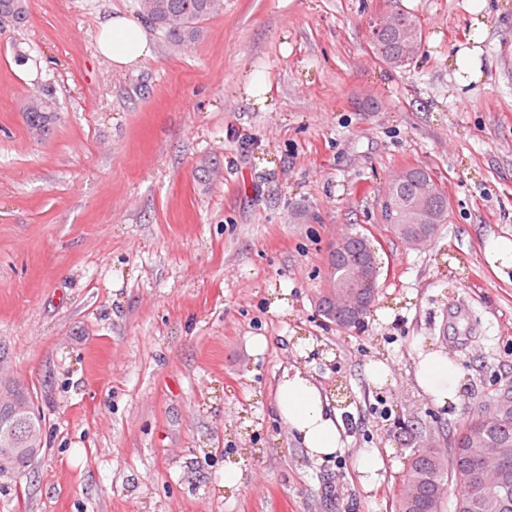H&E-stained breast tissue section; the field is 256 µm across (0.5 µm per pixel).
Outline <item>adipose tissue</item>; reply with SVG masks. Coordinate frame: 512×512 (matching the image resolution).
<instances>
[{
	"label": "adipose tissue",
	"instance_id": "ef3b65f1",
	"mask_svg": "<svg viewBox=\"0 0 512 512\" xmlns=\"http://www.w3.org/2000/svg\"><path fill=\"white\" fill-rule=\"evenodd\" d=\"M98 33V50L116 71L136 70L152 55L144 25L129 15L118 12L105 18ZM415 377L419 387L437 404L458 401L463 372L444 350L420 354ZM276 411L309 456L324 460L343 452L345 421L304 370L283 372L277 386Z\"/></svg>",
	"mask_w": 512,
	"mask_h": 512
}]
</instances>
